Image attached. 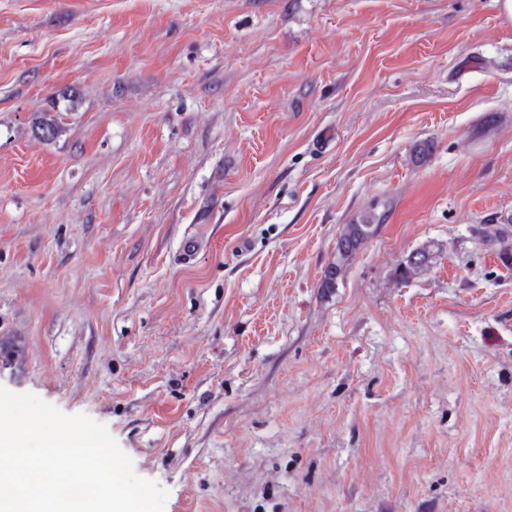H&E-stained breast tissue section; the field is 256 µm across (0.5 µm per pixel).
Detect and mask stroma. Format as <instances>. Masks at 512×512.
<instances>
[{
    "instance_id": "35a3bbf8",
    "label": "stroma",
    "mask_w": 512,
    "mask_h": 512,
    "mask_svg": "<svg viewBox=\"0 0 512 512\" xmlns=\"http://www.w3.org/2000/svg\"><path fill=\"white\" fill-rule=\"evenodd\" d=\"M511 222L496 0H0V385L164 512H512ZM34 126L38 135L45 140L55 139L65 130L59 116L57 115L53 117L47 112H44L35 118ZM46 132L48 133V136L45 135ZM375 213L367 215L360 223L343 225L336 240V254L328 265L321 282V288H335L337 280L342 276L348 262L357 251L372 237H374L382 224Z\"/></svg>"
}]
</instances>
